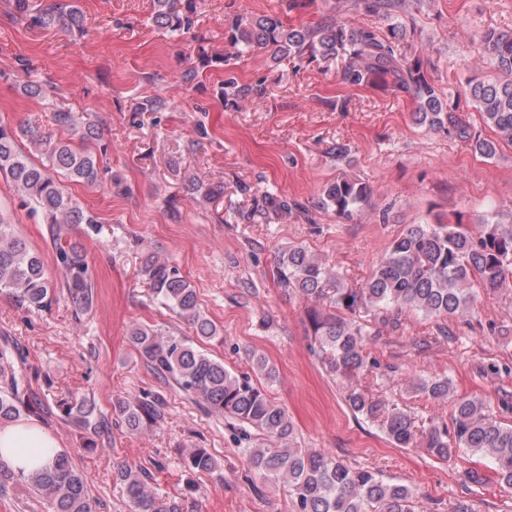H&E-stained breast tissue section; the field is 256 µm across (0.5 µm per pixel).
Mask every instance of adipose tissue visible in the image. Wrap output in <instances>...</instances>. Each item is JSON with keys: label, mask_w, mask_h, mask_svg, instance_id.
<instances>
[{"label": "adipose tissue", "mask_w": 512, "mask_h": 512, "mask_svg": "<svg viewBox=\"0 0 512 512\" xmlns=\"http://www.w3.org/2000/svg\"><path fill=\"white\" fill-rule=\"evenodd\" d=\"M59 451L57 440L37 421L24 419L0 425V462L17 473L44 467Z\"/></svg>", "instance_id": "obj_1"}]
</instances>
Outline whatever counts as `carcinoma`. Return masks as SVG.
<instances>
[{"label":"carcinoma","instance_id":"obj_1","mask_svg":"<svg viewBox=\"0 0 512 512\" xmlns=\"http://www.w3.org/2000/svg\"><path fill=\"white\" fill-rule=\"evenodd\" d=\"M418 0H335V8L376 16L387 27H356L326 18L313 25L285 24L271 14L244 18L224 15V41L235 54L218 55L196 34V0H153V24L171 34H190L199 42L202 67H224L220 96L224 107L243 109L267 92L265 80L243 81L234 72V58L256 49L271 50L277 63L291 58L302 66L341 63L342 81L363 88L377 81L395 96L414 105L416 122L430 130L468 143L485 158L497 148L512 146V31L488 28L479 35L480 47L497 72L475 80L464 90L496 138L474 130L469 117L447 103L424 71L421 60L405 48L407 34L416 30L413 13ZM19 15L32 27L80 30L83 15L75 7L52 3L38 10L29 0H14ZM167 101L149 97L132 107L134 112H162ZM63 136L54 138L38 128L0 125V176L9 180L23 202L38 209L55 240L56 261L64 271L63 288L78 311L92 304L95 282L84 252L61 238L63 224H96L95 215L81 207L65 190L62 180L94 186L99 161L93 143L100 127L91 115L60 107L53 112ZM28 142L43 161L34 162L22 149ZM368 198L366 183L342 176L323 186L317 207L337 218H357ZM266 211L288 217L300 205L275 193L264 196ZM142 271L154 295L183 318L199 339L216 335V327L200 310L190 282L171 264L153 256ZM280 286L299 295L314 308L311 322L318 356L327 371L342 380L364 377L375 369L365 337L381 329L401 326L406 312L436 320V334L452 336L448 321L465 320L474 311L476 289L512 288V223L495 216L472 228L461 219L448 223L412 224L389 244L363 286L344 283L327 263L302 246L282 253L277 266ZM56 285L47 275L41 256L32 251L12 225L0 218V292H7L23 307L43 311L51 306ZM128 341L146 365L160 377L195 397L209 411L224 415L243 427L268 437L270 446L247 449V463L264 478L282 481L297 506L296 512H418V493L405 484L392 483L374 469L355 467L321 449L294 447V425L288 412L273 402L250 378L231 373L224 362L201 352L186 336L163 334L150 326L130 328ZM0 422L14 421L32 410L25 399L12 351L0 349ZM416 390L435 400L451 399L450 426H419L414 417L373 396L361 385L349 386L345 401L350 409L378 423L398 448L421 447L440 461L465 449L495 465V478L512 486V424L503 422L478 397L450 398L448 378L428 377ZM64 416L82 429L98 432L105 419L88 399L61 404ZM113 413L131 431H140L164 419L163 403L155 396L118 400ZM186 471L211 472L216 461L205 448L189 452ZM24 479L48 504V512H96L85 475L68 455L56 454L51 463L23 478L0 463V491ZM150 472L120 465L116 469L127 512H188L184 500L160 498L149 487Z\"/></svg>","mask_w":512,"mask_h":512}]
</instances>
